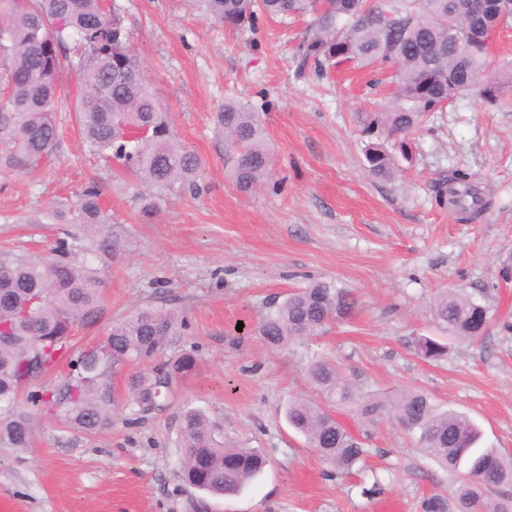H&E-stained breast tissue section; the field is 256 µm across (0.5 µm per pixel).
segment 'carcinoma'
Returning a JSON list of instances; mask_svg holds the SVG:
<instances>
[{
  "label": "carcinoma",
  "instance_id": "carcinoma-1",
  "mask_svg": "<svg viewBox=\"0 0 512 512\" xmlns=\"http://www.w3.org/2000/svg\"><path fill=\"white\" fill-rule=\"evenodd\" d=\"M475 0H415V6L368 5L365 0H202L207 16L229 26L253 23L262 14L286 19L314 12L320 34L303 43L302 60L318 69L378 63L391 69L396 90L391 104L365 114L362 133L371 138L365 159L375 177L391 180L397 158L385 141L394 139L408 158L406 136L425 112L453 99L478 94L494 99L512 84V72L492 75L488 54L494 29L512 18V0H501V15H473ZM0 125L13 166L25 169L51 157L58 146L55 112L65 72H78L83 86L73 112L87 146L147 192L140 213L156 211L163 194L199 192L202 164L178 142L149 91L132 49L122 8L103 0H0ZM224 141V156L240 190L251 192L272 176V151L258 113L229 100L213 113ZM489 187L471 173L454 170L436 185V201L446 202L461 220L487 207ZM97 183L78 195L73 220L103 226ZM102 300L101 281L68 260L17 259L0 263V440L29 446L34 414H63L67 424L94 433L112 427L116 415L100 383L107 366L152 361L182 327L172 309L145 307L112 323L100 347L69 363L57 391L20 397L24 383L55 367L70 348L72 328L94 314ZM353 307L349 294L318 280L271 307L257 326L262 341L286 348L327 333ZM429 315L437 336H420L415 354L427 361L448 355V341L474 342L488 324V309L461 289L440 291ZM193 348L162 361L152 372L130 376L128 406L139 414L158 406L161 389L198 371ZM307 375L319 398L288 403V424L338 473H348L367 450L330 409L344 405L369 420L387 415L413 432L424 453L454 476L455 512H512V458L480 446L482 432L471 419L440 411L422 393L403 390L392 397L355 390L336 360L318 357ZM179 440L185 457L179 478L215 496L240 493L266 465L257 448L224 444L220 425L198 410L181 417Z\"/></svg>",
  "mask_w": 512,
  "mask_h": 512
}]
</instances>
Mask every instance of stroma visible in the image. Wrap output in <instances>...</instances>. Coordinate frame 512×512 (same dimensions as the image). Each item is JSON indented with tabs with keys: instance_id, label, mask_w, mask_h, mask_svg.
<instances>
[{
	"instance_id": "stroma-1",
	"label": "stroma",
	"mask_w": 512,
	"mask_h": 512,
	"mask_svg": "<svg viewBox=\"0 0 512 512\" xmlns=\"http://www.w3.org/2000/svg\"><path fill=\"white\" fill-rule=\"evenodd\" d=\"M146 81L177 138L203 164L199 194L170 195L153 218L140 184L91 155L72 106L75 78L59 90L60 140L29 171L12 167L0 130V261L55 259L95 269L102 303L75 325L71 357L103 344L114 319L147 306L186 321L167 348L199 351L197 374L172 383L158 409L131 414L133 363L106 371L112 428L88 435L42 415L29 447L0 441V512H421L449 495L454 478L394 419L368 421L349 408L339 420L368 453L348 477L329 473L289 426V400L313 395L310 362L335 359L363 391L412 389L439 409L474 419L487 444L512 457V89L493 103L468 94L424 115L408 136L411 158L392 180L365 167L361 118L387 104L394 84L375 65L321 75L302 64L311 16L260 18L228 27L194 0H117ZM235 100L258 112L276 158L258 191L237 189L224 166L212 115ZM478 174L490 206L464 222L434 202L438 179ZM97 182L112 216L106 232L58 220ZM349 291L355 306L313 342L266 346L255 327L272 300L309 279ZM464 290L489 321L474 342H452L446 360L416 356L428 335L432 297ZM192 408L222 423L226 442L261 449L263 473L236 496L185 487L178 462L180 418Z\"/></svg>"
}]
</instances>
